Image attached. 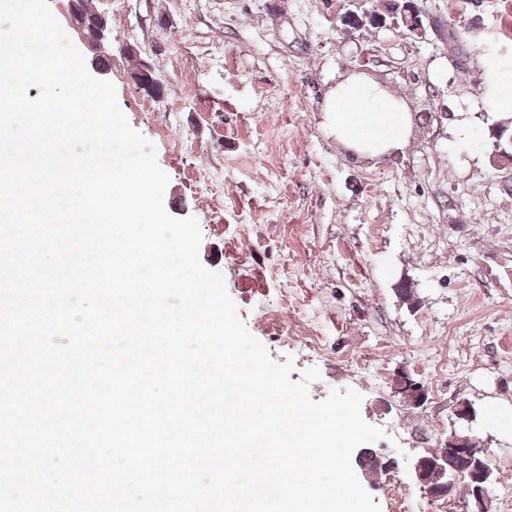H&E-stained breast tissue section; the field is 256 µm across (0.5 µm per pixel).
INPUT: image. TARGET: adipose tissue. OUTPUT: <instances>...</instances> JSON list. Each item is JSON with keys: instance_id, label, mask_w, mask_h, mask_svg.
<instances>
[{"instance_id": "1", "label": "adipose tissue", "mask_w": 512, "mask_h": 512, "mask_svg": "<svg viewBox=\"0 0 512 512\" xmlns=\"http://www.w3.org/2000/svg\"><path fill=\"white\" fill-rule=\"evenodd\" d=\"M324 111L337 142L370 158L400 151L410 135L405 101L356 72L337 82Z\"/></svg>"}]
</instances>
